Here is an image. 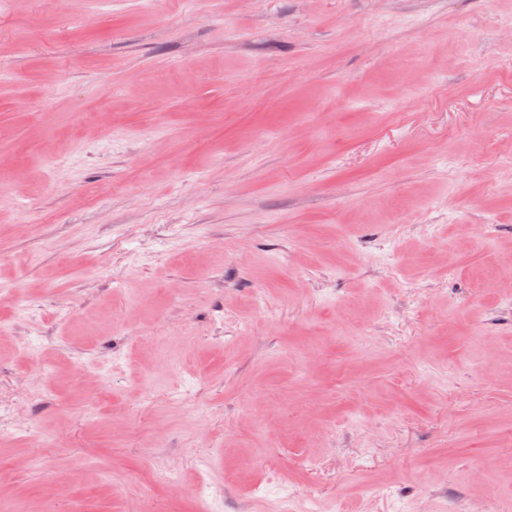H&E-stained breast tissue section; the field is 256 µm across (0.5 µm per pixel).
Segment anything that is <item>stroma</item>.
Instances as JSON below:
<instances>
[{"label": "stroma", "mask_w": 512, "mask_h": 512, "mask_svg": "<svg viewBox=\"0 0 512 512\" xmlns=\"http://www.w3.org/2000/svg\"><path fill=\"white\" fill-rule=\"evenodd\" d=\"M467 496L512 512V0H0V512Z\"/></svg>", "instance_id": "35a3bbf8"}]
</instances>
